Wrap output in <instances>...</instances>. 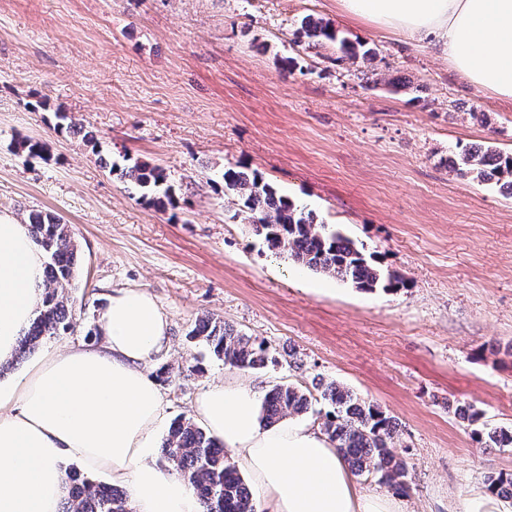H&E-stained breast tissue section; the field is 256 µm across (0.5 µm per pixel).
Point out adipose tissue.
Returning a JSON list of instances; mask_svg holds the SVG:
<instances>
[{
    "label": "adipose tissue",
    "mask_w": 512,
    "mask_h": 512,
    "mask_svg": "<svg viewBox=\"0 0 512 512\" xmlns=\"http://www.w3.org/2000/svg\"><path fill=\"white\" fill-rule=\"evenodd\" d=\"M353 20L429 44L474 88L512 101V0H336ZM44 255L25 224L0 215V364L41 301ZM101 347L73 346L0 384V512H58L64 462L122 483L133 512H200L188 481L152 459L165 421L149 370L170 321L139 288L113 294L100 312ZM256 391L232 377L213 383L195 413L249 474L270 512H402L397 498L357 484L319 428L263 424Z\"/></svg>",
    "instance_id": "adipose-tissue-1"
}]
</instances>
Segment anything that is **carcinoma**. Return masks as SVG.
Returning <instances> with one entry per match:
<instances>
[{"instance_id": "carcinoma-1", "label": "carcinoma", "mask_w": 512, "mask_h": 512, "mask_svg": "<svg viewBox=\"0 0 512 512\" xmlns=\"http://www.w3.org/2000/svg\"><path fill=\"white\" fill-rule=\"evenodd\" d=\"M298 42L311 49L334 44L349 59L369 61L373 52L361 50L339 36L335 28L321 18L308 15L297 30ZM57 128L94 140V134L65 112H57ZM17 152L29 159L45 158L47 146L41 141L20 139ZM448 169L482 184L497 187L512 197V152L481 146H462L448 155ZM141 191L149 205L164 208L174 205L172 186L165 169L148 162H136L121 169ZM224 197L235 214H246L252 232L269 251L303 268L346 281L355 287L375 291H396L405 286L403 278L381 267L374 255L345 237L339 230L320 224L313 213L278 193L264 177L254 171L229 168L222 173ZM33 242L46 256L43 271L42 302L29 328L19 341V351L36 348L47 336H57L72 327L73 299L64 285L74 278L78 249L72 226L60 217L42 212L29 215ZM191 337L203 341L224 365L237 369L277 366L281 360L262 342L234 329L210 315L197 319ZM320 397L330 405L322 422L323 431L336 444L351 471L377 477L379 483L404 489L411 475L396 446L398 423L379 407L358 398L337 381H319ZM311 392L291 384H275L264 395L261 419L267 424L309 412ZM457 416L472 424L477 440L488 446H512V432L489 428L481 422L483 414L470 404L456 407ZM162 456L178 477L189 481L203 512H254L253 494L224 451V445L209 436L193 419L181 416L168 430L161 444ZM65 495L59 512H130L123 493L97 482L73 469L66 473Z\"/></svg>"}]
</instances>
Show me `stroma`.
Returning <instances> with one entry per match:
<instances>
[{
  "label": "stroma",
  "instance_id": "1",
  "mask_svg": "<svg viewBox=\"0 0 512 512\" xmlns=\"http://www.w3.org/2000/svg\"><path fill=\"white\" fill-rule=\"evenodd\" d=\"M309 14L373 50L376 81L336 46L305 50L295 32ZM60 109L95 141L58 131ZM19 138L45 142L46 158L21 156ZM475 144L512 151V104L336 0H0V213L60 216L79 252L75 328L13 359L0 382L20 381L36 355L102 346L100 311L140 288L172 322L159 358L169 418L191 415L229 372L189 336L210 313L282 358L234 372L259 392L335 380L396 420L409 488L361 486L397 495L403 512H454L512 476V447L478 443L455 413L466 401L512 429V198L445 164ZM138 161L166 170L174 207L155 209L108 170ZM237 166L405 288L364 291L273 256L226 206L221 174Z\"/></svg>",
  "mask_w": 512,
  "mask_h": 512
}]
</instances>
